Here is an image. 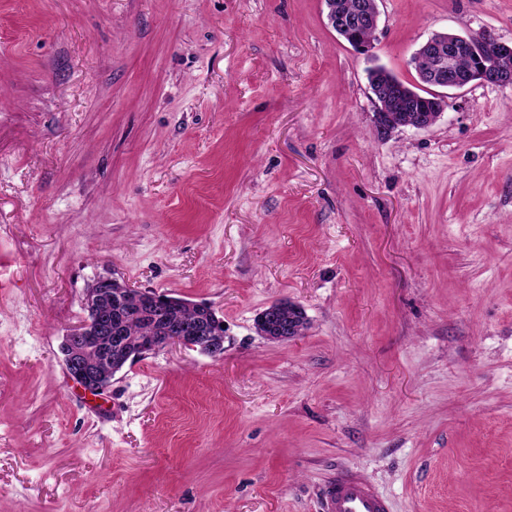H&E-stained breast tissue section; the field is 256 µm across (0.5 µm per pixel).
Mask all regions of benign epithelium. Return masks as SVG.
I'll use <instances>...</instances> for the list:
<instances>
[{
	"mask_svg": "<svg viewBox=\"0 0 512 512\" xmlns=\"http://www.w3.org/2000/svg\"><path fill=\"white\" fill-rule=\"evenodd\" d=\"M328 25L341 37L350 40L353 49L361 54H369L371 46L356 41L353 37L358 29L377 30L379 10H370L365 0H358L356 8L347 12L336 5L335 0H326ZM466 55L472 60V67L463 70L457 66L460 56ZM417 59H429L432 65L420 71L419 86L430 92L424 97L407 86L389 81L372 88L375 103L374 126L377 135L385 138L399 126L385 118L387 112H413L416 121L414 128L427 129L434 125L448 107V96L452 92L466 88L474 81L499 88L512 87V42L499 40L491 31L467 33L465 35L450 31H434L423 40L416 49ZM280 303L275 302L266 308L273 321L275 336L273 341L292 339L295 327L291 321L281 317ZM86 317L83 324L70 331L63 341L61 352L67 376L82 390L98 396L103 394L111 382L103 373V364L88 359L87 354L97 344L102 349L112 341H121V337H112V319L103 315L97 308L87 303L84 306ZM210 327L194 323L170 322L166 326V335L147 342L127 356L133 362L145 357L161 347L172 344L199 347V350L213 358L224 355V340L209 335Z\"/></svg>",
	"mask_w": 512,
	"mask_h": 512,
	"instance_id": "7a95c632",
	"label": "benign epithelium"
}]
</instances>
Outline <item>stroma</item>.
I'll return each instance as SVG.
<instances>
[{
  "instance_id": "stroma-1",
  "label": "stroma",
  "mask_w": 512,
  "mask_h": 512,
  "mask_svg": "<svg viewBox=\"0 0 512 512\" xmlns=\"http://www.w3.org/2000/svg\"><path fill=\"white\" fill-rule=\"evenodd\" d=\"M371 56L324 0H0V512H512V88L377 136L366 69L432 32L512 40V0H379ZM211 305L99 397L86 289ZM302 307L303 336L257 316ZM322 512H387L385 500L351 473L336 475L321 504Z\"/></svg>"
}]
</instances>
